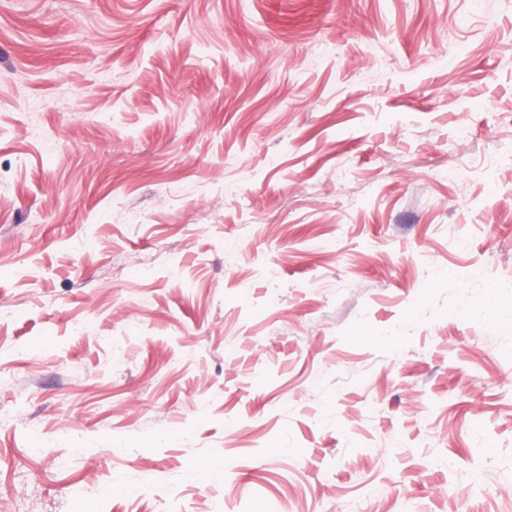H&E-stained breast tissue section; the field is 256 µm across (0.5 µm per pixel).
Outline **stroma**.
Segmentation results:
<instances>
[{
	"mask_svg": "<svg viewBox=\"0 0 512 512\" xmlns=\"http://www.w3.org/2000/svg\"><path fill=\"white\" fill-rule=\"evenodd\" d=\"M88 495L512 512V0H0V512Z\"/></svg>",
	"mask_w": 512,
	"mask_h": 512,
	"instance_id": "1",
	"label": "stroma"
}]
</instances>
